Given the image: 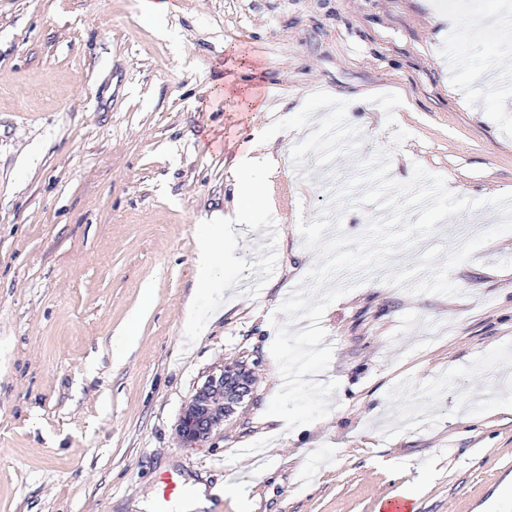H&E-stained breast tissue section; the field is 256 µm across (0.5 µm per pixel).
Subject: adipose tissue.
<instances>
[{
  "mask_svg": "<svg viewBox=\"0 0 512 512\" xmlns=\"http://www.w3.org/2000/svg\"><path fill=\"white\" fill-rule=\"evenodd\" d=\"M266 147L265 131H254L250 148L237 158L230 171L229 183L235 197V223H248L250 215L267 201L263 188L248 180L254 171L269 166L271 156L267 154ZM228 231L229 225L217 219L206 224L204 233L197 235L194 264L195 279L200 286L210 289L219 285L224 269V254L217 245Z\"/></svg>",
  "mask_w": 512,
  "mask_h": 512,
  "instance_id": "adipose-tissue-1",
  "label": "adipose tissue"
}]
</instances>
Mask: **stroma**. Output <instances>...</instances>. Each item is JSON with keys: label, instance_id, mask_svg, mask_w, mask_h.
Listing matches in <instances>:
<instances>
[{"label": "stroma", "instance_id": "stroma-1", "mask_svg": "<svg viewBox=\"0 0 512 512\" xmlns=\"http://www.w3.org/2000/svg\"><path fill=\"white\" fill-rule=\"evenodd\" d=\"M174 2L162 36L147 0H0V512H176L167 475L238 487L207 512H376L406 493L415 512H512V232L451 269L457 295L390 281L430 277L425 247L492 228L493 208L332 277L349 291L321 321L331 410L292 430L265 414L282 385L270 319L320 263L300 220L328 211L329 237H358L385 215L362 185L334 202L362 162L389 154L393 179L419 165L472 200L512 192V91L472 76L512 75V38L481 24L495 0ZM256 128L278 162L253 176L271 206L225 237L215 307L195 239L232 215L227 178ZM233 359L251 398L184 447L185 404Z\"/></svg>", "mask_w": 512, "mask_h": 512}]
</instances>
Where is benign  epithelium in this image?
<instances>
[{
	"label": "benign epithelium",
	"mask_w": 512,
	"mask_h": 512,
	"mask_svg": "<svg viewBox=\"0 0 512 512\" xmlns=\"http://www.w3.org/2000/svg\"><path fill=\"white\" fill-rule=\"evenodd\" d=\"M252 385V369L242 361L226 362L210 373L183 408L177 426L181 443L189 448L205 443L251 394Z\"/></svg>",
	"instance_id": "benign-epithelium-1"
}]
</instances>
